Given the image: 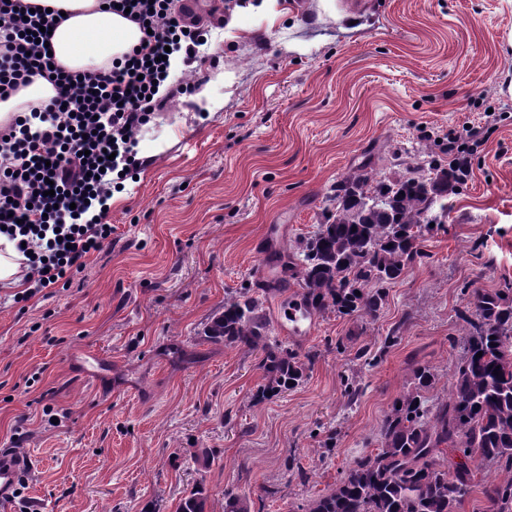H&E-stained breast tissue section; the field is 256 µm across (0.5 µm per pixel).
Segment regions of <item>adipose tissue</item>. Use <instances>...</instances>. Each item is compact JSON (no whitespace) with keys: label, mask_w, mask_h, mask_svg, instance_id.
<instances>
[{"label":"adipose tissue","mask_w":512,"mask_h":512,"mask_svg":"<svg viewBox=\"0 0 512 512\" xmlns=\"http://www.w3.org/2000/svg\"><path fill=\"white\" fill-rule=\"evenodd\" d=\"M23 4L65 13L53 29L50 43L56 63L67 71L108 68L113 58L138 46L142 33L137 24L105 8L103 0H22ZM57 94L48 80L35 76L12 94L0 99V124L10 121L26 104L45 102Z\"/></svg>","instance_id":"obj_1"}]
</instances>
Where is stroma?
Returning <instances> with one entry per match:
<instances>
[{
    "instance_id": "stroma-1",
    "label": "stroma",
    "mask_w": 512,
    "mask_h": 512,
    "mask_svg": "<svg viewBox=\"0 0 512 512\" xmlns=\"http://www.w3.org/2000/svg\"><path fill=\"white\" fill-rule=\"evenodd\" d=\"M227 0H194L207 27L187 79L136 134L135 177L108 200L111 247L68 288L14 303L0 285V451L32 463L15 512H174L204 485L251 508L296 512L376 452L414 368L445 397L459 313L512 283V0H271L220 22ZM502 114L448 198L421 264L376 317L329 314L288 338L315 353L306 380L265 404L256 359L202 340L225 295L323 221L331 185L372 153L435 155L449 132ZM279 225L268 236L269 225ZM397 332L374 366L357 350ZM38 383H31L32 374ZM364 393L348 406V379ZM27 415L20 445L11 436ZM214 452L210 463L195 451ZM298 466L287 469L288 459Z\"/></svg>"
}]
</instances>
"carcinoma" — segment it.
<instances>
[{"label":"carcinoma","instance_id":"1","mask_svg":"<svg viewBox=\"0 0 512 512\" xmlns=\"http://www.w3.org/2000/svg\"><path fill=\"white\" fill-rule=\"evenodd\" d=\"M384 161L400 171H378ZM462 184L428 149L407 159L381 155L347 173L331 187L324 222L294 241L280 282L297 281L310 317L374 315L388 289L426 257L421 243L441 228L448 196ZM269 290L257 284L227 294L202 329L207 342L257 356L264 383L254 405L299 386L315 360L271 339ZM461 315L467 333L448 395L431 403L436 375L417 368L414 386L383 421L378 452L348 465L333 488L306 498L297 512H459L474 488L468 461L475 457L496 471L485 497L497 512H512V287L473 292ZM176 512H211L205 487H193ZM224 512H248L247 496L224 491Z\"/></svg>","mask_w":512,"mask_h":512}]
</instances>
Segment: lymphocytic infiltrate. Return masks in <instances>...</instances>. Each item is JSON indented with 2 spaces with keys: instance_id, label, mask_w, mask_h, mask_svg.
Masks as SVG:
<instances>
[{
  "instance_id": "obj_1",
  "label": "lymphocytic infiltrate",
  "mask_w": 512,
  "mask_h": 512,
  "mask_svg": "<svg viewBox=\"0 0 512 512\" xmlns=\"http://www.w3.org/2000/svg\"><path fill=\"white\" fill-rule=\"evenodd\" d=\"M106 2L145 35L110 70L78 75L55 67L48 53V13L0 0V98L36 75L53 78L57 88L56 97L0 128V227L25 244L22 269L34 293L69 285L87 255L111 245L115 227L101 206L112 195V173L136 165L134 134L162 105L154 86L169 72L159 58L180 51L192 66L203 41L177 0Z\"/></svg>"
}]
</instances>
